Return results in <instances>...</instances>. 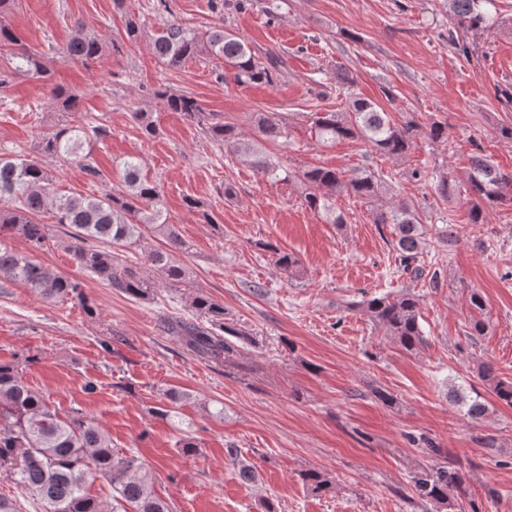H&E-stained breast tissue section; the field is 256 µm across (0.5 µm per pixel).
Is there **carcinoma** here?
Instances as JSON below:
<instances>
[{"instance_id": "1", "label": "carcinoma", "mask_w": 512, "mask_h": 512, "mask_svg": "<svg viewBox=\"0 0 512 512\" xmlns=\"http://www.w3.org/2000/svg\"><path fill=\"white\" fill-rule=\"evenodd\" d=\"M8 3L9 0H0V84L7 81L10 73H32L51 81V71L44 66L40 53L19 47V37L5 20ZM125 4L126 0H114L123 22V38L135 42L143 36L145 21L129 13ZM448 6L455 24L464 31H486L496 26L497 17L491 11L495 0H448ZM148 46L157 63L167 68H178L199 58L230 66L232 78L238 84L271 85L280 66L274 54L259 56L222 24L198 32L172 22L151 33ZM101 51L98 36L79 23L62 55L87 65L97 60ZM353 85L354 78L348 71L336 73V87L349 91L348 108L316 113L312 129L319 141L360 140L395 161L404 159L421 135L436 143L448 142V124L432 121L423 127L412 118L395 121L377 101L352 93ZM149 97L164 111L177 112L201 126L210 139L243 160L260 177L271 181L290 178V173L281 172V166L262 147L264 142L288 141V124L282 116L255 113L259 138H247L237 126L214 117L187 93L160 85L150 90ZM51 100L62 112H78L82 96L72 87L56 84ZM132 118L144 137L150 139L159 134L154 113L141 109L133 112ZM89 136L102 138L107 136V130L94 126L87 131L65 125L40 141L38 157L0 154V280L21 283L45 299L77 297L92 317L95 307L83 295L79 281L14 251L8 238L18 235L35 250L45 248L53 236L41 216L50 213L55 223L71 227L67 232V249L79 268L109 287L141 300L153 299L155 281L127 264L118 253L119 248L141 245L145 232L153 230L166 239V247L147 252L149 269L160 280L175 284L186 280V269L176 258L184 242L176 226L164 216L160 189L142 174L137 157L127 156L116 162L126 185L118 195L105 192L84 198L54 193L53 178L44 159L79 158L83 140ZM297 178L306 186L305 205L330 224L344 223L343 215L336 213L333 206L336 195L346 193L372 204L379 200L386 186L383 176L370 171L347 176L318 165L308 167ZM467 181L472 224L486 223L489 207L506 200L512 202V172L500 170L481 153L479 146L471 156ZM373 223L390 225L399 268L415 278L423 277L420 258L427 244V228L419 213L406 204L393 203L374 211ZM272 253L280 270L297 271L296 257L276 248ZM468 305L473 312L469 335L482 336L489 323L482 295L471 291ZM190 306L197 319H168L165 328L179 336L190 353L217 366L240 359V346L230 340L237 332L224 326V305L201 294L191 299ZM363 308L370 320L405 350L413 351L424 344L419 298L414 293L373 296L363 302ZM476 372L500 402L512 407V380L501 378L488 362L477 364ZM188 398V393L168 388L162 392L163 405L155 413L161 419H174ZM0 473L38 497L46 512H173L169 501L157 493L152 473L138 456L115 450L110 435L87 418L82 409L59 416L44 395L29 388L23 370L9 363H0ZM96 478L108 482L112 502L89 493V480ZM300 478L315 494L328 493L334 486L329 474L316 469L301 472ZM462 482L460 469L440 466L420 479L417 489L422 496L449 506Z\"/></svg>"}]
</instances>
